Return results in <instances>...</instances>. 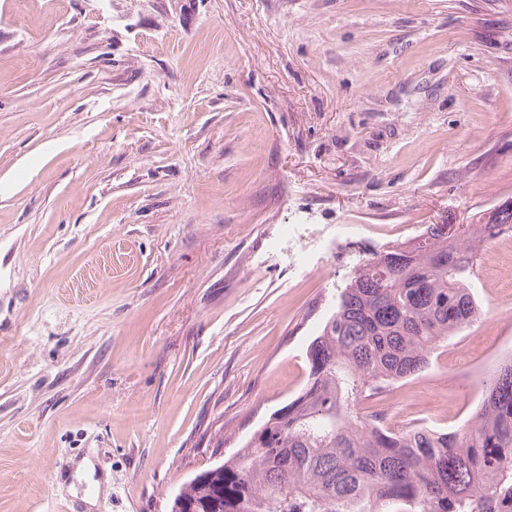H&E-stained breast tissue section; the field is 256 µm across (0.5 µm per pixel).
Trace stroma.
<instances>
[{
  "instance_id": "stroma-1",
  "label": "stroma",
  "mask_w": 512,
  "mask_h": 512,
  "mask_svg": "<svg viewBox=\"0 0 512 512\" xmlns=\"http://www.w3.org/2000/svg\"><path fill=\"white\" fill-rule=\"evenodd\" d=\"M509 199L512 0H0V512H169L302 389L358 259ZM477 273L386 427L479 405L512 235Z\"/></svg>"
}]
</instances>
